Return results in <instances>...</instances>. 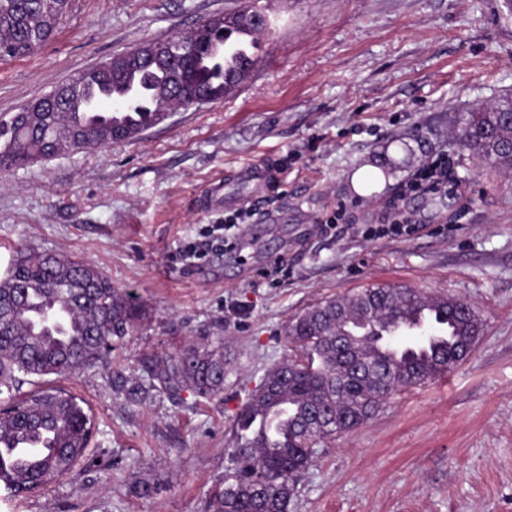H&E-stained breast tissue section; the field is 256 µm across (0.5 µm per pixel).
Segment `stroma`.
Wrapping results in <instances>:
<instances>
[{"mask_svg":"<svg viewBox=\"0 0 512 512\" xmlns=\"http://www.w3.org/2000/svg\"><path fill=\"white\" fill-rule=\"evenodd\" d=\"M245 7L269 28L234 95L131 141L0 168V271L18 250L53 252L91 263L138 305L111 369L142 377L144 358L201 336L223 337L228 361L223 393L208 399L134 403L101 367L64 379L90 411L88 454L46 489L0 488V512H209L233 416L290 353L285 325L372 284L464 299L483 333L447 377L319 440L290 512H512V171L460 150L451 122L512 94V15L498 0H70L46 45L0 61V116ZM442 153L447 193L402 198L416 232L381 235L385 202ZM271 158L285 163L277 191L229 187L237 204L225 214L255 211L230 230L233 249L182 267L179 248L216 219L198 196ZM392 158L375 193L351 192L352 172Z\"/></svg>","mask_w":512,"mask_h":512,"instance_id":"1","label":"stroma"}]
</instances>
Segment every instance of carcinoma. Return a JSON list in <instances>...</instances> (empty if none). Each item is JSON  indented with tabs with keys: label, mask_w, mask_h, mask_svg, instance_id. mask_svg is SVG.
Returning <instances> with one entry per match:
<instances>
[{
	"label": "carcinoma",
	"mask_w": 512,
	"mask_h": 512,
	"mask_svg": "<svg viewBox=\"0 0 512 512\" xmlns=\"http://www.w3.org/2000/svg\"><path fill=\"white\" fill-rule=\"evenodd\" d=\"M66 0H0V60L24 58L43 46L66 14ZM239 14L214 15L180 39L193 46L186 60L191 87L224 97L225 70L210 62L212 47L224 44V65L250 70L239 38L261 30L228 26ZM125 66L99 78V88L117 95L132 74L147 73L125 124L134 139L157 125L165 111L190 104L189 92L169 88L167 73L145 71L142 56L119 54ZM94 80L86 69L66 81L69 99H50L48 113L19 121L0 119V168L26 167L73 152L112 146V123L88 122L79 138L75 108ZM459 146L479 161L512 170V125L493 111L452 117ZM455 310L445 317L444 344L401 341L404 353H388L386 329L424 303ZM137 312L126 294L93 265L68 257L22 252L0 277V487L12 495L30 492L69 476L91 437L88 413L61 388L43 378H68L108 362L112 349L134 330ZM483 324L473 306L447 295L412 288L376 286L321 301L288 321L286 341L295 356L268 370L232 420L233 446L225 449L224 480L211 490V512H288L298 479L314 461L315 442L356 430L391 397L444 376L471 353ZM224 339L190 342L178 351L145 361L148 383L110 375L112 389L138 401L149 390L173 396L182 391L208 398L224 390ZM25 384L35 389L21 394Z\"/></svg>",
	"instance_id": "1"
}]
</instances>
